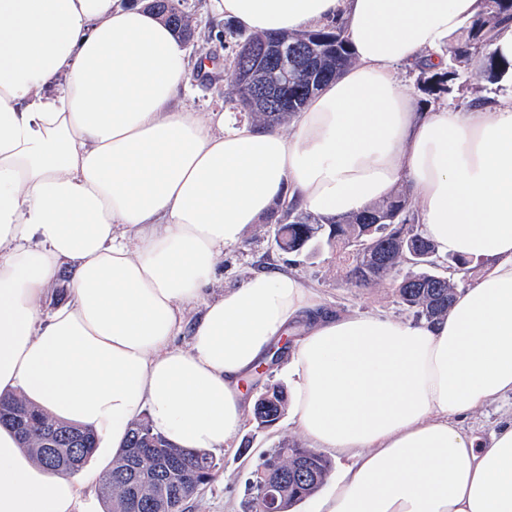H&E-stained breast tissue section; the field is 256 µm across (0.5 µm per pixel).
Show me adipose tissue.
<instances>
[{
	"instance_id": "adipose-tissue-1",
	"label": "adipose tissue",
	"mask_w": 512,
	"mask_h": 512,
	"mask_svg": "<svg viewBox=\"0 0 512 512\" xmlns=\"http://www.w3.org/2000/svg\"><path fill=\"white\" fill-rule=\"evenodd\" d=\"M254 33L340 20L353 64L291 133L202 117L183 42L140 5L0 0V393L120 448L147 411L183 449L223 448L281 336L289 418L345 458L315 512H512V94L415 111L396 71L446 61L483 0H211ZM411 189L438 256L482 263L446 317L340 313L255 272L204 300L225 247L279 201L351 215ZM69 270L68 301L42 309ZM202 303L188 348L176 344ZM0 512H92L0 427ZM512 415V397L485 405L475 410L466 420L465 426L475 435L486 437L501 420Z\"/></svg>"
}]
</instances>
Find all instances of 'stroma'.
I'll return each mask as SVG.
<instances>
[{
  "label": "stroma",
  "instance_id": "obj_1",
  "mask_svg": "<svg viewBox=\"0 0 512 512\" xmlns=\"http://www.w3.org/2000/svg\"><path fill=\"white\" fill-rule=\"evenodd\" d=\"M186 11L194 29V37L187 42L190 59L212 57L210 76L193 81L186 99L187 105L200 114L223 112L239 123L249 116L224 95V59L230 58L241 40L242 31L228 21H217L210 0H187ZM223 30L222 42L206 41L211 24ZM220 274L208 287L207 298H214L224 289L235 287L255 271L280 270L297 273L311 288L318 291L328 305L339 311H359L385 314L396 319H410L411 314L398 302L391 283L367 288H351L344 283V272L336 263V250L322 247L319 254L306 262L279 250L274 241L273 227L265 222L249 225L242 240L225 248L219 260ZM301 434L288 418H281L273 427H257L247 420L238 436L224 449L214 451L220 469L212 483L192 499L186 512H245L249 497L248 484L261 456L280 439H300Z\"/></svg>",
  "mask_w": 512,
  "mask_h": 512
}]
</instances>
